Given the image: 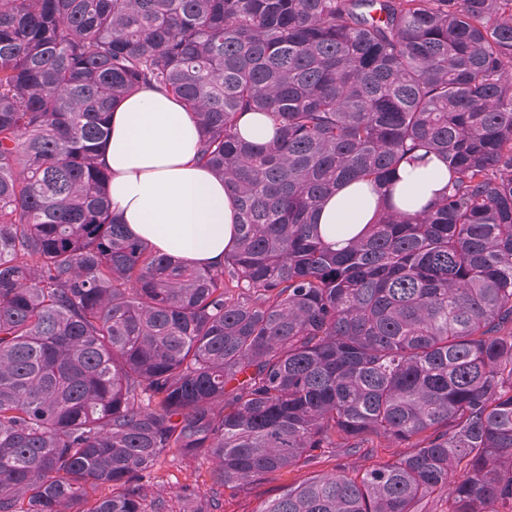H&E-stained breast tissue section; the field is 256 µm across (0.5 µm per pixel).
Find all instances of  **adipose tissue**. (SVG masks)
<instances>
[{
    "label": "adipose tissue",
    "instance_id": "1",
    "mask_svg": "<svg viewBox=\"0 0 512 512\" xmlns=\"http://www.w3.org/2000/svg\"><path fill=\"white\" fill-rule=\"evenodd\" d=\"M102 161L111 172L113 208L129 233L171 263L199 267L223 264L237 211L223 180L196 161L201 131L182 103L144 88L118 103ZM448 172L437 159L402 164L390 186L342 185L317 210L323 240L345 244L375 218L383 199L403 211L421 210L443 191Z\"/></svg>",
    "mask_w": 512,
    "mask_h": 512
}]
</instances>
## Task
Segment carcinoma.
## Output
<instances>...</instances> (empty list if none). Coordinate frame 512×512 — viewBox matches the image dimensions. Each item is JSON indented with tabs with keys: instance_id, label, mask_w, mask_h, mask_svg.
<instances>
[{
	"instance_id": "obj_1",
	"label": "carcinoma",
	"mask_w": 512,
	"mask_h": 512,
	"mask_svg": "<svg viewBox=\"0 0 512 512\" xmlns=\"http://www.w3.org/2000/svg\"><path fill=\"white\" fill-rule=\"evenodd\" d=\"M511 68L512 0H0V512H167L169 450L238 488L377 439L408 452L258 512H512ZM143 88L234 196L218 268L112 211L100 149ZM421 151L440 198L322 239L340 185ZM240 131L252 140L267 142L274 136V127L264 116L259 114H245L240 122Z\"/></svg>"
}]
</instances>
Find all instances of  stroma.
<instances>
[{
    "label": "stroma",
    "instance_id": "obj_1",
    "mask_svg": "<svg viewBox=\"0 0 512 512\" xmlns=\"http://www.w3.org/2000/svg\"><path fill=\"white\" fill-rule=\"evenodd\" d=\"M398 449L388 447L386 442H377L370 458L346 457L325 450L307 466H295L283 470L270 478L238 489L227 488L216 483L211 459L203 454L183 456L177 452L163 455L155 479L146 489L147 497L164 495L168 500V512H181L183 507L182 489L191 487L197 491L201 501L216 499L218 512H257L259 505L278 496L291 485L298 484L307 476L316 473H330L335 468L363 470L394 461Z\"/></svg>",
    "mask_w": 512,
    "mask_h": 512
}]
</instances>
